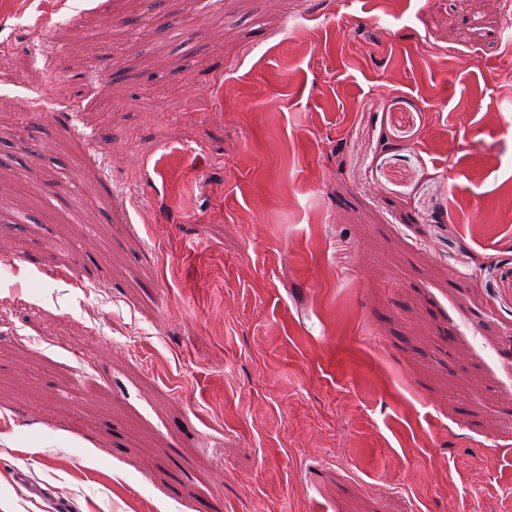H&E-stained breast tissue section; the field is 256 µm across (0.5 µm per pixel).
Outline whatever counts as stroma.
Returning a JSON list of instances; mask_svg holds the SVG:
<instances>
[{"mask_svg":"<svg viewBox=\"0 0 512 512\" xmlns=\"http://www.w3.org/2000/svg\"><path fill=\"white\" fill-rule=\"evenodd\" d=\"M504 11L1 8L0 512H512Z\"/></svg>","mask_w":512,"mask_h":512,"instance_id":"1","label":"stroma"}]
</instances>
